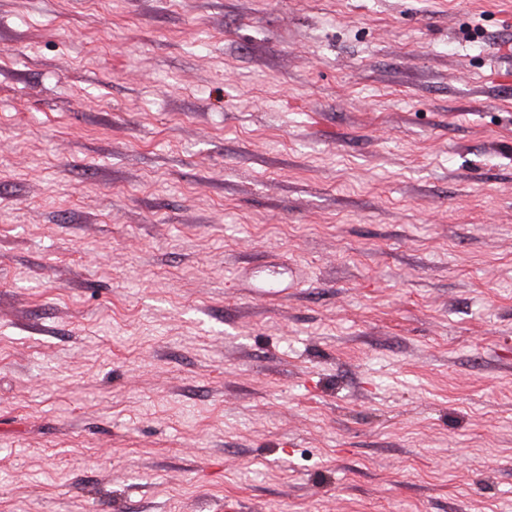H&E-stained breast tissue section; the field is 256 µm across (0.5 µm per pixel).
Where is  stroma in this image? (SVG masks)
Returning a JSON list of instances; mask_svg holds the SVG:
<instances>
[{
  "label": "stroma",
  "instance_id": "obj_1",
  "mask_svg": "<svg viewBox=\"0 0 512 512\" xmlns=\"http://www.w3.org/2000/svg\"><path fill=\"white\" fill-rule=\"evenodd\" d=\"M0 512H512V0H0Z\"/></svg>",
  "mask_w": 512,
  "mask_h": 512
}]
</instances>
